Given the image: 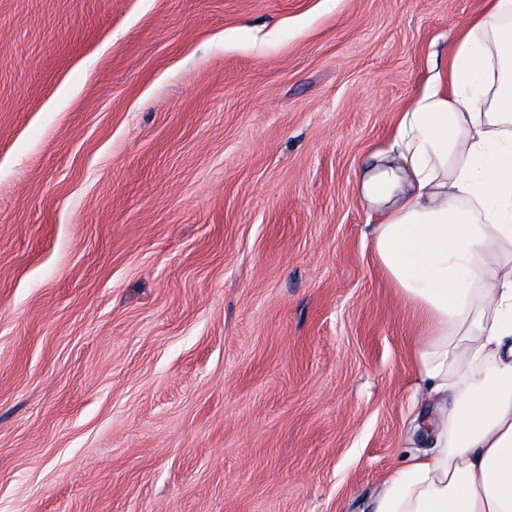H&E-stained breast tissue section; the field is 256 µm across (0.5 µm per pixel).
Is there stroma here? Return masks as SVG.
Segmentation results:
<instances>
[{"label":"stroma","mask_w":512,"mask_h":512,"mask_svg":"<svg viewBox=\"0 0 512 512\" xmlns=\"http://www.w3.org/2000/svg\"><path fill=\"white\" fill-rule=\"evenodd\" d=\"M484 0H0V512H371L426 445L362 188Z\"/></svg>","instance_id":"obj_1"}]
</instances>
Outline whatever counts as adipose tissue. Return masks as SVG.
Here are the masks:
<instances>
[{
    "instance_id": "obj_1",
    "label": "adipose tissue",
    "mask_w": 512,
    "mask_h": 512,
    "mask_svg": "<svg viewBox=\"0 0 512 512\" xmlns=\"http://www.w3.org/2000/svg\"><path fill=\"white\" fill-rule=\"evenodd\" d=\"M365 182L373 248L420 332L426 451L373 512H512V0H488Z\"/></svg>"
}]
</instances>
